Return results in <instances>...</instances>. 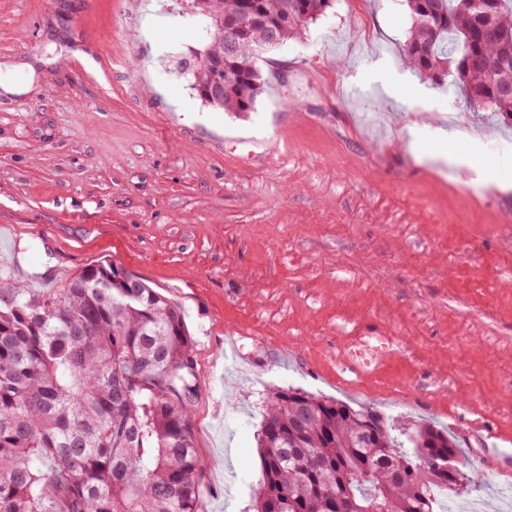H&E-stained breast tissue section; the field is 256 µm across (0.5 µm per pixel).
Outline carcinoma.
Listing matches in <instances>:
<instances>
[{"label":"carcinoma","instance_id":"obj_1","mask_svg":"<svg viewBox=\"0 0 512 512\" xmlns=\"http://www.w3.org/2000/svg\"><path fill=\"white\" fill-rule=\"evenodd\" d=\"M403 62L456 87L469 111L512 120V0H404ZM332 0H195L209 39L189 87L224 55V99L254 111L265 51L295 38ZM249 21L234 35L220 17ZM106 257L35 293L0 270V512H203L195 445L201 393L183 309ZM256 512H434L465 492L455 437L391 423L296 388L271 390L258 435Z\"/></svg>","mask_w":512,"mask_h":512}]
</instances>
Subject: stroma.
I'll return each mask as SVG.
<instances>
[{"mask_svg":"<svg viewBox=\"0 0 512 512\" xmlns=\"http://www.w3.org/2000/svg\"><path fill=\"white\" fill-rule=\"evenodd\" d=\"M410 26L333 0L236 116L172 58L206 34L189 0H0V74L29 84L0 93V258L39 289L109 256L182 306L204 512H252L288 387L449 430L483 485L440 505L512 512V124L409 71ZM451 122L479 140L441 145ZM379 336L374 374L337 371Z\"/></svg>","mask_w":512,"mask_h":512,"instance_id":"obj_1","label":"stroma"}]
</instances>
